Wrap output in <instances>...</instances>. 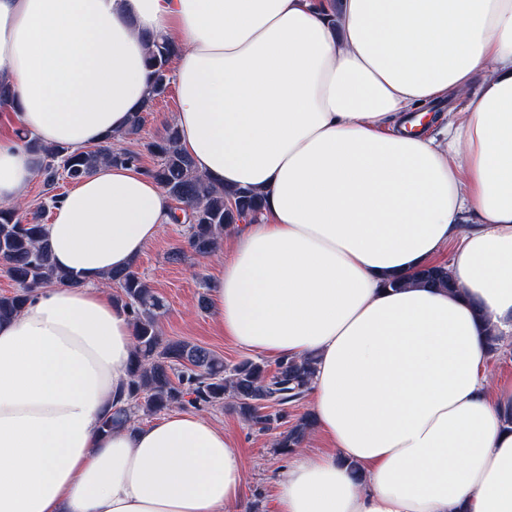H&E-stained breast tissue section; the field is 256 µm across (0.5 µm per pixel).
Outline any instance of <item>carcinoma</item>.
I'll return each instance as SVG.
<instances>
[{"label":"carcinoma","mask_w":512,"mask_h":512,"mask_svg":"<svg viewBox=\"0 0 512 512\" xmlns=\"http://www.w3.org/2000/svg\"><path fill=\"white\" fill-rule=\"evenodd\" d=\"M176 55L177 48L172 44H147L151 83L141 110L122 138L139 134L156 101L167 93L171 63ZM178 141V130L169 123L159 137L145 145L149 153L160 158V164L145 169V173L180 204L181 215L175 220L186 226V247L171 252L174 261L183 260L188 253L202 258L214 254L223 241L224 229L255 217L262 207L261 198L251 191L226 190L204 179ZM27 146L38 158L53 203L60 198L56 185L62 174L76 182L95 172L103 162L141 166L139 152L116 149L110 140L93 149L77 151L31 138ZM42 220L41 208L24 216L12 208H0V269L17 284L11 294H0L1 320L18 315L30 295L46 284L81 286L78 279L60 273L53 264ZM418 280L446 286L448 270L443 266L427 267L418 272ZM107 281L120 289L118 302L133 318L135 354L124 406L103 419V432L131 421L132 415L140 412L152 415L187 403L198 407L222 406L224 400L231 399L244 419L259 430L285 427L276 437L274 453L287 455L301 447L313 421L305 415L288 425V408L309 390L315 373L313 360L283 357L272 372L263 362L251 359L227 365L202 346L161 336L158 319L165 304L138 271H114Z\"/></svg>","instance_id":"carcinoma-1"}]
</instances>
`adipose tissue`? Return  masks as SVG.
Segmentation results:
<instances>
[{"label":"adipose tissue","instance_id":"ef3b65f1","mask_svg":"<svg viewBox=\"0 0 512 512\" xmlns=\"http://www.w3.org/2000/svg\"><path fill=\"white\" fill-rule=\"evenodd\" d=\"M150 38L180 48L173 123L196 170L264 200L226 230L216 322L316 360L333 450L289 457L275 512H512V383L482 366L488 335L512 343V0H0L19 131L0 206L38 174L24 137L75 150L126 130ZM172 214L108 163L54 208V261L82 285L0 320V512H242L238 448L199 416L100 430L135 351L101 283ZM441 263L452 288L415 282Z\"/></svg>","mask_w":512,"mask_h":512}]
</instances>
